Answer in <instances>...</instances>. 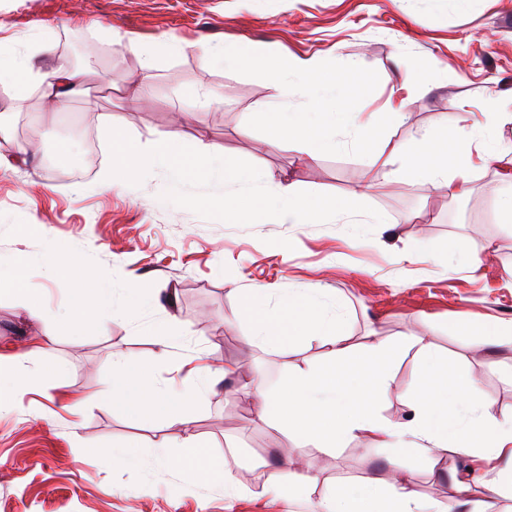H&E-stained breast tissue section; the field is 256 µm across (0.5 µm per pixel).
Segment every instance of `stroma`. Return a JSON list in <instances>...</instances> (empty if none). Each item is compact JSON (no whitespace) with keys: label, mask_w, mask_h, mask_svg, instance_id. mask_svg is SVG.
<instances>
[{"label":"stroma","mask_w":512,"mask_h":512,"mask_svg":"<svg viewBox=\"0 0 512 512\" xmlns=\"http://www.w3.org/2000/svg\"><path fill=\"white\" fill-rule=\"evenodd\" d=\"M112 28L126 32L123 43L106 38ZM42 30L51 34L50 50L35 56L42 67L58 56L61 36L83 32L94 49L100 79L89 99L70 100L67 109L80 114L96 152H69L67 173L53 175L46 160L61 138L56 113L44 111L35 92L15 110L10 91H0V114L10 117L0 154L39 145L28 164L0 170V261L20 250L30 258L23 294L0 293V354L24 349L35 335L52 337L55 354L50 364L33 353L17 365L23 385L0 411V512H313L336 483H389L386 451L371 440L356 438L327 454L304 446L295 435L268 428L228 380L199 404L193 426L214 457L232 445L245 452L234 494L223 483L194 480L158 462L155 444L179 446L181 425L148 424L108 403L73 409L77 397L110 389L117 352L146 364L162 388L180 384L197 364L228 362L258 374L272 393L289 373L326 360L328 349L317 341L276 349L257 342L242 313L252 288L270 289L273 310L289 289L328 288L346 315L348 342L358 349L375 334L423 333L477 380L489 415H512V345L457 333L471 320L512 321L506 272L512 231L497 222L498 201L512 189L500 177L503 167H512L511 123L493 129L501 157L480 163L467 195L383 181L354 214L320 224L227 222L209 204L224 194L223 183L212 180L175 192L163 173L146 170L125 187L99 186L112 165L100 113H111L129 139L148 149L187 112L186 150H194L202 131L239 164L272 173L266 190L279 181L308 196L349 195L371 176L370 149L346 136L336 152L304 161L287 145L270 143L258 110L270 96L267 76L212 64L205 49L251 40L275 56H318L338 76L357 68L369 78L367 93L351 104L357 112H386L392 87H401L407 118L385 127L382 139L409 146L449 113L465 129L487 113H512V0H0L1 41L23 51ZM172 35L192 51L160 59L143 74V46ZM141 81L150 97L131 102L127 90ZM196 88L216 91L223 104L195 100ZM375 214L387 223H372ZM24 224H44L48 232L25 234ZM416 237L433 243L434 258L403 259L405 242ZM52 245L109 283L115 304L130 305L125 281L136 276L140 304L123 318H70L67 299L42 265ZM489 246L493 259L460 267V256ZM165 320L175 327L162 340L151 328ZM163 347L168 359L160 363ZM418 362L416 350L401 356L388 393L375 405L381 415L407 420L404 395ZM128 446L133 462L113 457V449ZM302 458L319 463L311 497L265 495ZM409 466L421 497L444 500L453 469L463 463L446 453L431 467L414 460Z\"/></svg>","instance_id":"obj_1"}]
</instances>
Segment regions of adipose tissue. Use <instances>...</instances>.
<instances>
[{
	"label": "adipose tissue",
	"mask_w": 512,
	"mask_h": 512,
	"mask_svg": "<svg viewBox=\"0 0 512 512\" xmlns=\"http://www.w3.org/2000/svg\"><path fill=\"white\" fill-rule=\"evenodd\" d=\"M48 41V33L42 32L34 37L31 50L0 48V84L13 88L17 106H24L36 88L49 107H58L82 94L95 75L92 67L75 66L63 58L56 60L48 73H41L32 59L35 50ZM215 58L266 72L271 95L261 111L267 127L275 139L287 142L309 159L338 150L337 130L353 131L366 142L381 126L382 122L368 112L327 111V103L344 87L319 59L275 57L248 42L226 44ZM292 80L307 98L306 111L288 109V83ZM102 122L113 154V170L102 175V187L111 188L117 172L124 179L134 178L144 164L163 171L174 185L198 178L219 181L229 191L216 204L236 224L257 223L263 214L278 224H310L331 214H348L356 210L376 182L399 178L457 197L467 192L473 169L469 142L456 121L447 116L413 146H395L376 155L370 181L350 195L311 203L300 198L290 184L278 186L269 195L259 193L263 174L222 156L205 135H198L190 156L182 150V135L177 129L146 152L127 139L111 115H103ZM43 263L54 283L66 289L76 316L89 310L107 320L125 316L126 309L115 304L111 288L100 283L76 255L53 249ZM324 294L318 287L289 290L278 315L267 307V289H250L244 307L253 315L252 334L258 342L279 347L301 337L311 338L326 345L332 359L289 375L284 387L274 394L267 393L253 375L243 379L239 387L270 429L293 432L305 444L330 451L344 447L352 438L366 437L387 450L395 474L392 483L384 488L335 486L320 499L318 512H490L492 499L503 489H512V419L501 421L488 415L476 379L465 368L450 366L425 336H376L364 352L355 353L347 343L344 317L325 309ZM411 348L417 349L421 359L414 386L407 394L412 415L406 422H395L371 411L370 406L389 391L396 357ZM112 370L115 378L111 389L79 398L76 407L105 402L136 410L147 422L161 416L179 423L184 428V454L170 455L161 448L157 451L159 461L236 491L237 455L219 460L210 457L189 418L192 407L209 394L216 379L231 374V367L195 368L178 392L161 391L149 380L146 369L124 354L113 355ZM448 452L487 463L485 476L475 481L476 493L465 499H421L411 488L404 459L412 457L430 465Z\"/></svg>",
	"instance_id": "ef3b65f1"
}]
</instances>
